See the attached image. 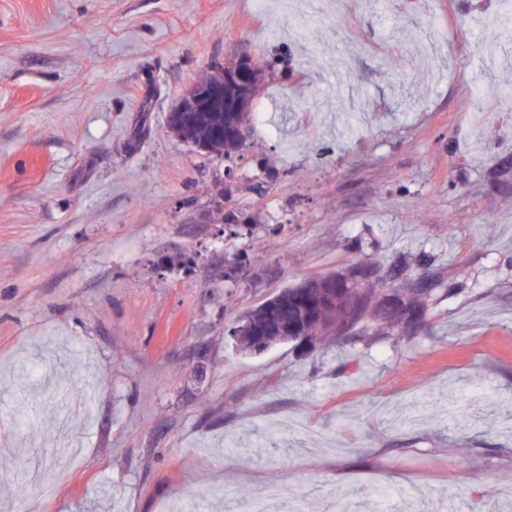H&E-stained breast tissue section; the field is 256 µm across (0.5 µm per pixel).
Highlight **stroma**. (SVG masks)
Returning a JSON list of instances; mask_svg holds the SVG:
<instances>
[{
  "label": "stroma",
  "instance_id": "35a3bbf8",
  "mask_svg": "<svg viewBox=\"0 0 512 512\" xmlns=\"http://www.w3.org/2000/svg\"><path fill=\"white\" fill-rule=\"evenodd\" d=\"M502 2L0 0V512H224L282 482L309 512H505L512 74L471 77ZM414 44L452 72L407 78ZM242 53L274 65L278 136L173 137ZM373 251L431 284L421 327L235 349L249 309Z\"/></svg>",
  "mask_w": 512,
  "mask_h": 512
}]
</instances>
